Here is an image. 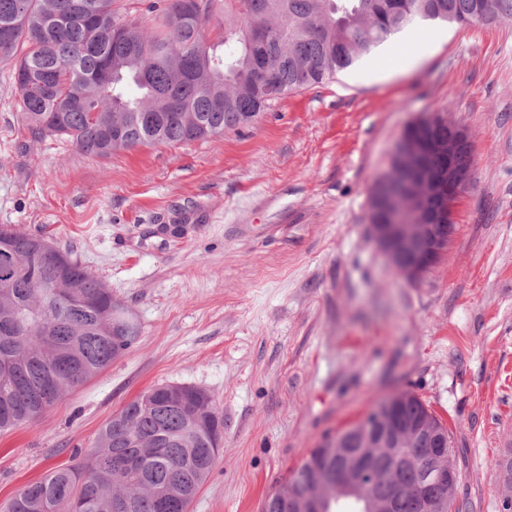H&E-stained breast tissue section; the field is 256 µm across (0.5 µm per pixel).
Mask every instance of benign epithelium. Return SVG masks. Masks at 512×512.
<instances>
[{"label":"benign epithelium","instance_id":"obj_1","mask_svg":"<svg viewBox=\"0 0 512 512\" xmlns=\"http://www.w3.org/2000/svg\"><path fill=\"white\" fill-rule=\"evenodd\" d=\"M421 147V141L403 135L395 154L413 162ZM440 150L448 155V181L428 176L417 179L413 188V220H405L395 194L372 192L374 203L370 213L382 214L379 222H370L373 235L388 254L392 267L404 275L421 274L428 262L444 255L455 224L458 199L467 189V180L456 165V155L464 152V166L471 167L469 135L462 128L448 124V141L440 145Z\"/></svg>","mask_w":512,"mask_h":512}]
</instances>
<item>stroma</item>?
Returning <instances> with one entry per match:
<instances>
[{"label": "stroma", "instance_id": "1", "mask_svg": "<svg viewBox=\"0 0 512 512\" xmlns=\"http://www.w3.org/2000/svg\"><path fill=\"white\" fill-rule=\"evenodd\" d=\"M422 53L404 71L393 62ZM466 128L471 185L445 256L395 272L368 221L419 118ZM72 251L124 304L136 345L0 434V502L85 454L150 386L210 393L224 450L191 512H260L322 437L380 399L447 425L462 512H500L512 448V21L425 23L223 136L88 155L33 140L0 64V225ZM502 512H512V448H507L497 462Z\"/></svg>", "mask_w": 512, "mask_h": 512}]
</instances>
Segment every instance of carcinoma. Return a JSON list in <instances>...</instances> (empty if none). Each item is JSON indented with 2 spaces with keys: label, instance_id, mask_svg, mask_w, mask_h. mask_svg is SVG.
Here are the masks:
<instances>
[{
  "label": "carcinoma",
  "instance_id": "obj_1",
  "mask_svg": "<svg viewBox=\"0 0 512 512\" xmlns=\"http://www.w3.org/2000/svg\"><path fill=\"white\" fill-rule=\"evenodd\" d=\"M155 0L153 25L114 0H0V63L12 65L22 118L35 139L65 137L113 152L224 135L299 90L324 84L418 21L473 26L512 20V0ZM224 16L214 38L205 27ZM135 87L136 95L128 94ZM427 128L420 172L448 157ZM140 327L112 290L43 236L0 225V434L40 419L68 392L131 349ZM446 455L432 453L435 440ZM224 415L212 395L156 385L107 420L78 461L27 483L0 512H188L223 452ZM443 467L428 493L459 512L448 427L416 395L377 402L325 436L263 501L261 512H425L413 488ZM502 512H512V448L497 462Z\"/></svg>",
  "mask_w": 512,
  "mask_h": 512
}]
</instances>
